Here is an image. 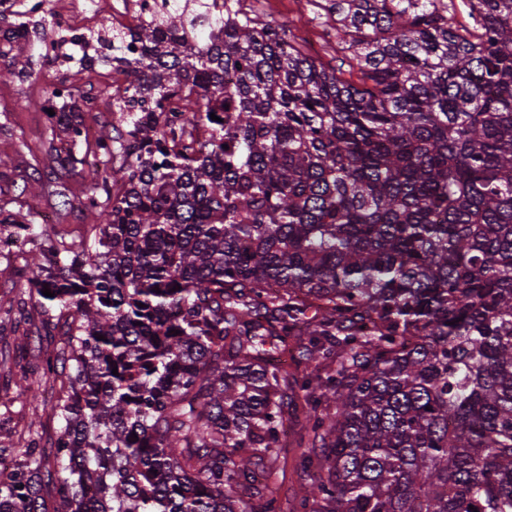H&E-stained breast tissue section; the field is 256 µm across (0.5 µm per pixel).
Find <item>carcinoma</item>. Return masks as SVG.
<instances>
[{"label": "carcinoma", "instance_id": "carcinoma-1", "mask_svg": "<svg viewBox=\"0 0 512 512\" xmlns=\"http://www.w3.org/2000/svg\"><path fill=\"white\" fill-rule=\"evenodd\" d=\"M139 1L79 32L0 0V82L68 46L128 82L95 142L62 82L42 144L0 151L48 161L19 196L98 220L76 244L0 206L41 315L16 398L60 380L64 423L52 462L0 447V512H512V0H311L359 85L239 0Z\"/></svg>", "mask_w": 512, "mask_h": 512}]
</instances>
